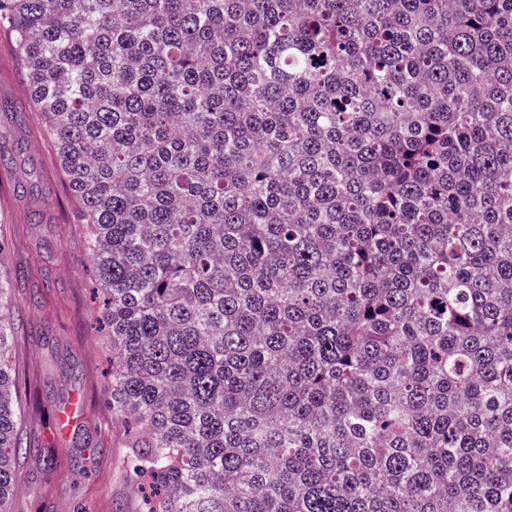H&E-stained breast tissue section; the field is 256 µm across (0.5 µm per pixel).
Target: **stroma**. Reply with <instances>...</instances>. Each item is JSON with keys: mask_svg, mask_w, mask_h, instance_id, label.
Instances as JSON below:
<instances>
[{"mask_svg": "<svg viewBox=\"0 0 512 512\" xmlns=\"http://www.w3.org/2000/svg\"><path fill=\"white\" fill-rule=\"evenodd\" d=\"M0 263L15 274L9 357L38 402L23 405L26 448L13 512H145L126 471L123 430L107 398L112 355L98 332L81 203L40 113L28 104L24 65L0 28ZM27 191H17V184Z\"/></svg>", "mask_w": 512, "mask_h": 512, "instance_id": "35a3bbf8", "label": "stroma"}]
</instances>
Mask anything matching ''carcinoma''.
I'll return each mask as SVG.
<instances>
[{
    "label": "carcinoma",
    "mask_w": 512,
    "mask_h": 512,
    "mask_svg": "<svg viewBox=\"0 0 512 512\" xmlns=\"http://www.w3.org/2000/svg\"><path fill=\"white\" fill-rule=\"evenodd\" d=\"M0 26L82 205L148 512H512V0H0Z\"/></svg>",
    "instance_id": "obj_1"
}]
</instances>
